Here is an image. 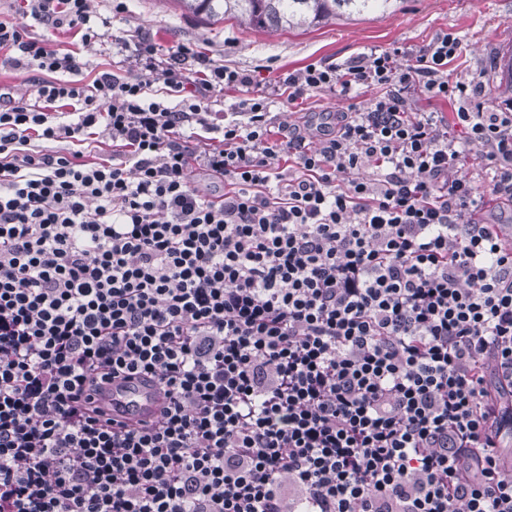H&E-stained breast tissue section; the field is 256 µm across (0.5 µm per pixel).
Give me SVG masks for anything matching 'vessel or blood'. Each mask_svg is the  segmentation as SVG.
Listing matches in <instances>:
<instances>
[{
  "instance_id": "b4317fda",
  "label": "vessel or blood",
  "mask_w": 512,
  "mask_h": 512,
  "mask_svg": "<svg viewBox=\"0 0 512 512\" xmlns=\"http://www.w3.org/2000/svg\"><path fill=\"white\" fill-rule=\"evenodd\" d=\"M95 401L103 410L105 417L117 421L134 418L148 423L158 415L162 407L163 394L155 380L137 377L102 388Z\"/></svg>"
}]
</instances>
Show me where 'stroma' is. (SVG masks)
<instances>
[{
    "label": "stroma",
    "instance_id": "35a3bbf8",
    "mask_svg": "<svg viewBox=\"0 0 512 512\" xmlns=\"http://www.w3.org/2000/svg\"><path fill=\"white\" fill-rule=\"evenodd\" d=\"M93 21H106L109 40L86 47L78 29L47 32L29 20L32 36L51 37L55 44L78 52L81 67L71 80L91 84L109 71L133 80L140 69L113 52V39L140 32L163 48L189 44L201 54L250 74L262 86L288 70L320 61L341 63L372 47L418 50L438 33L458 32L462 52L450 63L452 76L487 83L490 97L512 95V0H400L396 11L374 12L354 20L339 18L310 29L282 32L253 30L228 20L210 26L182 12L174 0H128L114 11L111 0H93ZM348 103L328 92L313 93L295 104H275L280 118L304 124L318 112L346 109Z\"/></svg>",
    "mask_w": 512,
    "mask_h": 512
}]
</instances>
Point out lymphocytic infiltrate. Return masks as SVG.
Returning a JSON list of instances; mask_svg holds the SVG:
<instances>
[{
    "mask_svg": "<svg viewBox=\"0 0 512 512\" xmlns=\"http://www.w3.org/2000/svg\"><path fill=\"white\" fill-rule=\"evenodd\" d=\"M24 2L105 38L90 0ZM116 45L138 79L76 84L74 51L0 21L54 75L0 94V512H512V225L484 218L512 213V98L450 80L458 33L263 89ZM314 91L369 100L314 146L271 111ZM140 375L159 418L102 420L94 392ZM241 97L240 92L234 88H224L222 92L209 93L208 104L212 112H217V116L224 118L225 112H233V104Z\"/></svg>",
    "mask_w": 512,
    "mask_h": 512,
    "instance_id": "obj_1",
    "label": "lymphocytic infiltrate"
}]
</instances>
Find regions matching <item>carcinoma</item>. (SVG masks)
Here are the masks:
<instances>
[{
    "label": "carcinoma",
    "instance_id": "obj_1",
    "mask_svg": "<svg viewBox=\"0 0 512 512\" xmlns=\"http://www.w3.org/2000/svg\"><path fill=\"white\" fill-rule=\"evenodd\" d=\"M184 10L208 23L235 19L259 29L316 27L332 18L385 11L395 0H177Z\"/></svg>",
    "mask_w": 512,
    "mask_h": 512
}]
</instances>
